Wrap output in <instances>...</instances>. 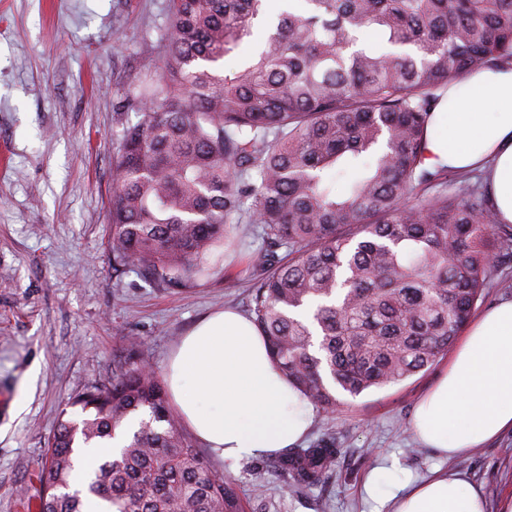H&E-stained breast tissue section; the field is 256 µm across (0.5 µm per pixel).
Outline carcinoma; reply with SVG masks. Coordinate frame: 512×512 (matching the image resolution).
I'll return each instance as SVG.
<instances>
[{
	"mask_svg": "<svg viewBox=\"0 0 512 512\" xmlns=\"http://www.w3.org/2000/svg\"><path fill=\"white\" fill-rule=\"evenodd\" d=\"M268 2L170 0L159 71L125 98L139 120L112 166V270L178 290L234 226L261 225L250 311L288 382L334 412L429 368L488 289L512 288V225L485 184L423 166L439 93L512 65V0H286L244 69L224 70ZM70 407L82 419L58 422L40 512H82L76 444L133 418L87 484L110 512H244L135 341ZM340 453L321 437L275 468L313 487Z\"/></svg>",
	"mask_w": 512,
	"mask_h": 512,
	"instance_id": "1",
	"label": "carcinoma"
}]
</instances>
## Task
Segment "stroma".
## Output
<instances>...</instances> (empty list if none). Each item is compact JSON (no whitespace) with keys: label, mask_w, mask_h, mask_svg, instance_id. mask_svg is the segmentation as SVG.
<instances>
[{"label":"stroma","mask_w":512,"mask_h":512,"mask_svg":"<svg viewBox=\"0 0 512 512\" xmlns=\"http://www.w3.org/2000/svg\"><path fill=\"white\" fill-rule=\"evenodd\" d=\"M168 0H0V512H27L42 490L47 442L68 398L107 384L128 338L164 371L204 315L248 310L261 230L239 225L202 276L172 291L137 272L115 277L107 226L122 107L148 60L160 59ZM447 363L368 391L336 413L316 411L311 439L342 453L324 482L283 492L273 457L210 458L233 479L246 512H366L362 483L380 457L395 467L380 490L427 476L441 459L410 431L420 397ZM479 484L489 512L512 495V433L451 461Z\"/></svg>","instance_id":"35a3bbf8"}]
</instances>
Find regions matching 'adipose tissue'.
I'll return each mask as SVG.
<instances>
[{"label":"adipose tissue","instance_id":"1","mask_svg":"<svg viewBox=\"0 0 512 512\" xmlns=\"http://www.w3.org/2000/svg\"><path fill=\"white\" fill-rule=\"evenodd\" d=\"M424 165L481 170L496 219L512 224V67L465 75L433 111ZM170 398L194 437L218 458L239 462L299 444L313 406L282 375L252 320L225 309L184 336L166 367ZM415 435L453 459L512 432V300L480 312L457 343L438 384L415 409ZM365 501L390 512H487L480 486L452 471L379 491Z\"/></svg>","mask_w":512,"mask_h":512}]
</instances>
